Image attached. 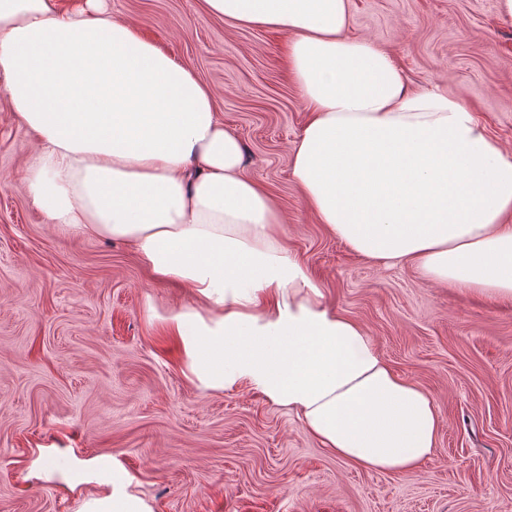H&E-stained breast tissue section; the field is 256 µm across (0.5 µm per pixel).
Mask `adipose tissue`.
<instances>
[{
    "mask_svg": "<svg viewBox=\"0 0 512 512\" xmlns=\"http://www.w3.org/2000/svg\"><path fill=\"white\" fill-rule=\"evenodd\" d=\"M278 27L310 114L292 177L319 223L380 266L512 301V151L460 94L417 90L390 53L347 37L350 0H205ZM0 85L34 145L33 207L58 229L123 242L194 303L159 317L197 387L241 385L288 409L336 457L403 474L437 454L438 406L327 300L244 173L212 90L106 0H0ZM78 512H153L111 460Z\"/></svg>",
    "mask_w": 512,
    "mask_h": 512,
    "instance_id": "adipose-tissue-1",
    "label": "adipose tissue"
}]
</instances>
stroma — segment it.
<instances>
[{"instance_id": "obj_1", "label": "stroma", "mask_w": 512, "mask_h": 512, "mask_svg": "<svg viewBox=\"0 0 512 512\" xmlns=\"http://www.w3.org/2000/svg\"><path fill=\"white\" fill-rule=\"evenodd\" d=\"M208 84L245 171L288 217V245L393 371L428 391L438 453L413 472L336 458L246 386L204 391L150 316L191 303L125 244L47 224L24 185L32 134L0 87V512H76L120 461L153 512H512V303L375 266L319 224L291 176L308 114L287 34L239 28L204 0H109ZM350 36L387 50L411 87L462 93L512 151V25L497 0H351Z\"/></svg>"}]
</instances>
